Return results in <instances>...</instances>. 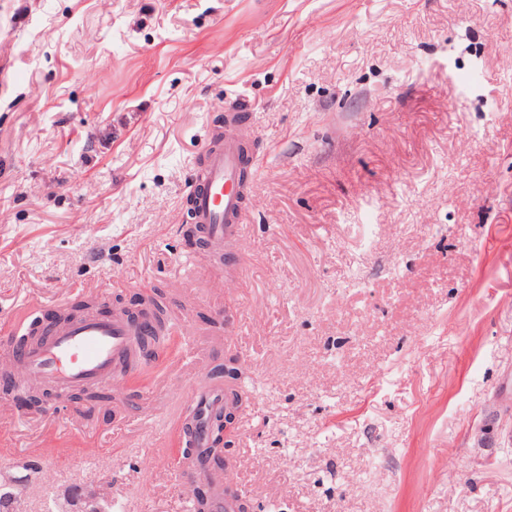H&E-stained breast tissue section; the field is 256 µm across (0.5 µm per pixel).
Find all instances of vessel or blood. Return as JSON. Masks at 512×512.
Masks as SVG:
<instances>
[{
	"instance_id": "1",
	"label": "vessel or blood",
	"mask_w": 512,
	"mask_h": 512,
	"mask_svg": "<svg viewBox=\"0 0 512 512\" xmlns=\"http://www.w3.org/2000/svg\"><path fill=\"white\" fill-rule=\"evenodd\" d=\"M241 116L227 115L223 133L204 136L202 167L190 179L192 220L195 231L208 240L209 267L224 273V293L238 296L244 286L241 273L225 274L226 250L244 243L246 229L240 177L245 159L240 151L243 136ZM151 328L149 321H131L123 309L108 315L87 313L72 320L39 329L36 338L0 340V377L12 380L17 389L30 386L49 387L57 399L99 385L111 394L123 392L128 378L142 361L137 356L141 336ZM208 362H201L191 378L171 375L168 387L175 396L189 403L207 422L211 412L224 405L221 388L207 386ZM184 477L208 479L216 488L212 512H236L225 488L235 486L237 475L233 465L221 471L205 469L199 461L185 460Z\"/></svg>"
}]
</instances>
